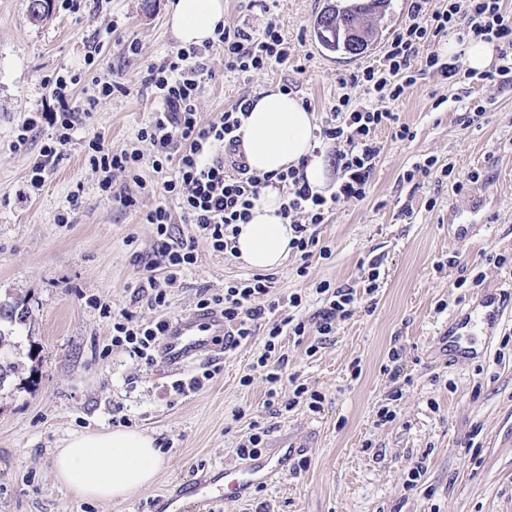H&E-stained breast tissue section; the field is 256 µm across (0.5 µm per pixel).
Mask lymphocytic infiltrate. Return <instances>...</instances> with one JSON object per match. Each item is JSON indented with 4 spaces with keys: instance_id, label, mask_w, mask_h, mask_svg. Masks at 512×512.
<instances>
[{
    "instance_id": "obj_1",
    "label": "lymphocytic infiltrate",
    "mask_w": 512,
    "mask_h": 512,
    "mask_svg": "<svg viewBox=\"0 0 512 512\" xmlns=\"http://www.w3.org/2000/svg\"><path fill=\"white\" fill-rule=\"evenodd\" d=\"M429 2L410 0L407 18L389 36L379 65L362 67L340 80L345 91L315 132L318 140L338 146L334 163L340 177L335 192L327 197L313 193L296 167L275 177L288 189L281 214L293 230L289 247L300 260L298 275H306L313 259L330 257L331 249L320 238L318 227L326 223L336 205L367 198L384 148L381 132L389 131L392 139L399 141L414 139V131L401 122L392 105L403 99L419 76L431 74L453 83L512 82V12L506 10L504 0H447L434 9ZM451 31L462 41L472 38L497 42V64L476 73L461 69L457 61L443 58L435 51L418 57L420 45L436 42ZM216 47L224 52L225 67L249 73L287 63L295 45L272 20L258 32L244 27H221L214 41L200 47L176 48L162 63L147 66L142 82L151 88L162 107L138 129L136 138L155 149L152 168L160 177L159 188L147 185L140 176L144 156L139 149L112 148L106 132L101 130L95 131L88 141V163L103 175L99 183L102 192H110L113 175L122 173L144 193L156 190L162 196L142 216L144 223L154 225L155 234L151 250L144 258L146 274L135 289L154 309L166 307L167 286L175 284L195 264L198 239H205L216 252L233 253L232 237L237 225L248 223L261 187L270 180L252 174L245 165L235 174L224 165L225 153L238 150L241 116L249 109L246 99H239L212 119L200 116L199 94L212 76L206 60ZM80 81L75 74L52 77L50 101L43 103L38 115L26 118L17 128L14 146L18 149L28 145L39 124L56 130L55 137L42 145L30 166L20 192L22 198L39 193L50 168L70 140L69 132L74 129L78 115L72 106V87ZM356 86L362 87V95L353 94ZM170 198L177 200L180 216H173L167 207ZM177 219L192 225L191 235L173 234L172 224ZM272 280V275L256 273L248 279L225 283L220 294L199 289L196 306L201 310L221 309L227 328L225 349L237 348L256 332H263V349L252 363L250 374L241 377V385H250L253 373H262L269 385L268 395L273 398L286 380L291 388L283 403L285 410L303 403L310 411H319L323 402L320 392L297 377H284L287 356L280 338H304L311 327L318 335H332L337 321L352 316L357 299L353 289L320 283L317 291L324 297V306L309 326L293 317L279 316L280 303L271 297ZM100 310L112 321L113 346L124 349L135 361L147 365L155 361L169 326L166 317L144 323L131 311L113 312L106 303L101 304Z\"/></svg>"
}]
</instances>
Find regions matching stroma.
Returning a JSON list of instances; mask_svg holds the SVG:
<instances>
[{
  "label": "stroma",
  "instance_id": "stroma-1",
  "mask_svg": "<svg viewBox=\"0 0 512 512\" xmlns=\"http://www.w3.org/2000/svg\"><path fill=\"white\" fill-rule=\"evenodd\" d=\"M169 2L85 0L77 13L56 2L35 25L27 0H0V301L28 310L26 324L13 329L9 359L16 371L0 387V512H152L151 502L176 479L203 466L238 463L236 449L254 422L268 430L266 452L299 447L306 466L254 489L245 501L216 504L214 512H256L264 501L275 512H512V83L446 85L423 75L395 107L414 140L382 134L369 196L339 203L319 226L331 257L313 260L303 277L294 256L273 270V295L303 296L302 306L289 311L297 319L310 320L322 308L315 292L320 282L361 294L335 335L312 331L299 343L283 339L286 375L323 395L320 412L301 404L275 414L262 376L241 385L264 344L260 334L219 352L220 371L206 388L178 395L169 387L179 372L159 359L135 363L113 346L112 321L99 302L133 310L145 322L173 318L195 312L197 289L223 292L225 282L252 270L202 239L195 264L169 288L165 312L133 302L142 273L135 256L149 250L154 236L141 212L154 200L122 174L104 194L86 142L103 125L113 147L152 155L136 133L161 102L143 87L142 71L179 45L166 25ZM325 5L277 0L265 12L249 0H226L225 26L258 31L272 18L299 48L288 64L258 73L226 69L222 53L210 55L214 77L199 97L202 119L284 84L324 119L341 93L339 77L383 56L373 49L341 60L323 51L313 27ZM121 39L137 40L141 55L124 56ZM94 47L99 53L90 65L85 57ZM68 71L83 76L73 95L78 102L97 81L125 89L73 130L40 194L17 200L53 131L40 127L27 149L17 151L16 127L50 97L49 77ZM478 104L483 113L470 118ZM429 156L453 165L452 177L403 181L404 170ZM472 171L478 181H468ZM75 190L77 223H57ZM475 191L489 198L492 216L460 244L448 217ZM126 195L136 197V206H124ZM497 255L506 257L505 265L493 264ZM371 261L380 277L367 295L360 265ZM487 292L508 299L500 324L478 341L474 360L451 362L443 333ZM393 350L398 360L390 359ZM385 406L395 418L383 424L378 411ZM118 407L131 429L154 437L169 464L128 500L79 499L56 482L54 453L73 435L111 428ZM418 466L423 473L408 487Z\"/></svg>",
  "mask_w": 512,
  "mask_h": 512
}]
</instances>
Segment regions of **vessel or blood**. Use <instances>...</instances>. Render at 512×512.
I'll list each match as a JSON object with an SVG mask.
<instances>
[{
	"label": "vessel or blood",
	"mask_w": 512,
	"mask_h": 512,
	"mask_svg": "<svg viewBox=\"0 0 512 512\" xmlns=\"http://www.w3.org/2000/svg\"><path fill=\"white\" fill-rule=\"evenodd\" d=\"M486 200L472 195L467 204L454 210V237L465 242L478 220L486 219ZM502 317L501 300L489 294L481 296L462 315L458 332L447 337L448 350L453 358L463 361L473 358L479 337L489 336ZM224 317L215 311H197L174 317L161 344V355L167 365L183 369L196 361L212 358L224 340ZM296 447L270 455H259L244 463L218 466L203 473H192L176 481L168 491L154 500V512H211L220 501H240L253 489L272 482L288 472Z\"/></svg>",
	"instance_id": "vessel-or-blood-1"
}]
</instances>
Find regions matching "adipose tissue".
Returning <instances> with one entry per match:
<instances>
[{"instance_id": "ef3b65f1", "label": "adipose tissue", "mask_w": 512, "mask_h": 512, "mask_svg": "<svg viewBox=\"0 0 512 512\" xmlns=\"http://www.w3.org/2000/svg\"><path fill=\"white\" fill-rule=\"evenodd\" d=\"M223 21L224 0H172L168 10L173 34L186 45L214 39ZM250 103L239 132L251 171L274 175L298 165L312 191L331 193V161L315 150L313 113L296 96L279 90L251 98ZM283 201L278 183L263 186L250 221L239 227L235 248L251 268L276 269L290 253L293 232L280 214ZM166 463L153 438L143 432L94 431L76 435L57 449L53 473L79 498L118 501L149 486Z\"/></svg>"}]
</instances>
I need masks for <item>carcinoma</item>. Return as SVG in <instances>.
I'll return each instance as SVG.
<instances>
[{"mask_svg":"<svg viewBox=\"0 0 512 512\" xmlns=\"http://www.w3.org/2000/svg\"><path fill=\"white\" fill-rule=\"evenodd\" d=\"M392 0H337L336 5L325 10L317 20V37L328 51L343 58L362 54L379 34L377 21L391 10ZM52 0H28V19L39 24L47 18ZM369 21L366 38L358 40L353 36L357 22ZM28 311L19 302L0 305V322L9 327L0 328V349L10 345L12 326L26 323Z\"/></svg>","mask_w":512,"mask_h":512,"instance_id":"cac0c4a2","label":"carcinoma"}]
</instances>
